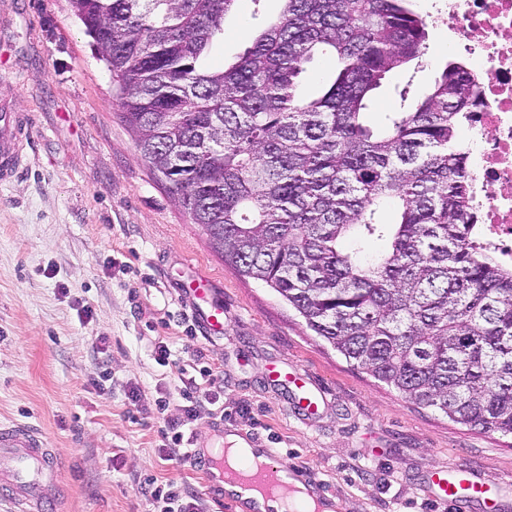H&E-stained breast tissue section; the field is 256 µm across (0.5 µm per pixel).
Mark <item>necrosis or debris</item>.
Instances as JSON below:
<instances>
[{"instance_id": "1", "label": "necrosis or debris", "mask_w": 512, "mask_h": 512, "mask_svg": "<svg viewBox=\"0 0 512 512\" xmlns=\"http://www.w3.org/2000/svg\"><path fill=\"white\" fill-rule=\"evenodd\" d=\"M434 20L454 35L472 82L460 137L478 243L512 263V0H447Z\"/></svg>"}]
</instances>
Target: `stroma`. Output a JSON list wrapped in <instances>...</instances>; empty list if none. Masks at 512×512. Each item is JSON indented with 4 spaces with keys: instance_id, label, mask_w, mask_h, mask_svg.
Listing matches in <instances>:
<instances>
[{
    "instance_id": "1",
    "label": "stroma",
    "mask_w": 512,
    "mask_h": 512,
    "mask_svg": "<svg viewBox=\"0 0 512 512\" xmlns=\"http://www.w3.org/2000/svg\"><path fill=\"white\" fill-rule=\"evenodd\" d=\"M280 0H238L211 68L242 54ZM422 65L391 75L367 116L379 126L394 85L426 94L449 58L448 30L429 26ZM27 123L24 164L0 183V423L36 428L64 462L59 512H144L145 481L189 486L193 465L161 459L171 402L158 388L180 369L222 372L223 414L191 426L193 444L224 447L246 431L278 461L304 466L338 512H451L420 484L431 467L512 474V436L453 423L354 369L266 284L243 277L193 224L141 158L112 103V76L68 0H0V113ZM208 277L224 306L221 334L202 333L189 288ZM105 349H97L98 337ZM168 341L175 363L154 359ZM309 375L322 397L298 414L271 369ZM109 373L107 392L91 385ZM139 389V401L128 396Z\"/></svg>"
}]
</instances>
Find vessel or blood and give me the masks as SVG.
I'll list each match as a JSON object with an SVG mask.
<instances>
[{
    "label": "vessel or blood",
    "instance_id": "b4317fda",
    "mask_svg": "<svg viewBox=\"0 0 512 512\" xmlns=\"http://www.w3.org/2000/svg\"><path fill=\"white\" fill-rule=\"evenodd\" d=\"M22 132L18 123L0 122V180L14 176L21 158L16 144ZM194 294L203 305L197 310L201 326L209 333L224 329V312L220 306L207 303L208 291L195 288ZM0 454L9 458L8 467L0 469V500H8L15 512H50L53 501L45 486L56 480L60 463L53 449L47 447L42 435L30 426L21 423L0 424ZM193 462L203 473L208 474L215 467L211 456L197 454ZM284 464L268 461L245 467V478L264 496L286 497L281 485ZM429 484L436 501L449 505L453 512H473L477 503L490 501L492 485L467 469L448 471L431 470ZM205 489L208 494L223 501L229 512H247L243 503L226 497L224 486L219 480L210 478Z\"/></svg>",
    "mask_w": 512,
    "mask_h": 512
}]
</instances>
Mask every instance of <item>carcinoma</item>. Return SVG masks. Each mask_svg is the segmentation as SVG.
Instances as JSON below:
<instances>
[{
  "label": "carcinoma",
  "mask_w": 512,
  "mask_h": 512,
  "mask_svg": "<svg viewBox=\"0 0 512 512\" xmlns=\"http://www.w3.org/2000/svg\"><path fill=\"white\" fill-rule=\"evenodd\" d=\"M282 2L211 71L235 0H69L142 158L224 260L407 400L512 435V266L472 245L456 146L469 74L446 62L373 129V95L425 54L427 19L411 0ZM318 50L336 68L306 99Z\"/></svg>",
  "instance_id": "obj_1"
}]
</instances>
